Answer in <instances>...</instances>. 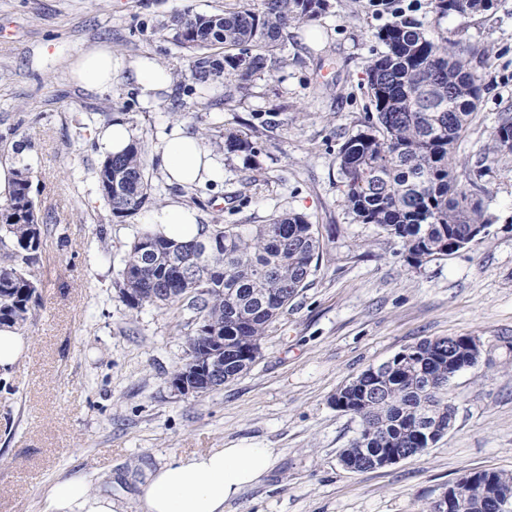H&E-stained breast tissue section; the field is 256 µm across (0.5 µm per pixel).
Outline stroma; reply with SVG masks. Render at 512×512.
Segmentation results:
<instances>
[{
	"label": "stroma",
	"mask_w": 512,
	"mask_h": 512,
	"mask_svg": "<svg viewBox=\"0 0 512 512\" xmlns=\"http://www.w3.org/2000/svg\"><path fill=\"white\" fill-rule=\"evenodd\" d=\"M234 4L0 0V162L31 168L44 223L28 269L37 284L23 329L31 347L0 378V512H43L48 489L73 477L121 512H141L148 471L214 448L277 454L270 474L224 512H426L466 474L512 473V162L482 178L487 235L412 266L398 241L348 212L338 159L370 110L366 69L383 49L374 34L400 16L478 49L469 66L481 94L458 152L459 166H471L501 113H512V0L440 18L431 0H332L321 22L288 29L283 68L209 112L193 109L194 94L175 82L145 103L127 73L103 93L71 77L72 63L100 46L186 69L163 24ZM273 112L277 127H264ZM109 115L147 148L174 124L200 136L224 126L257 143L253 158L225 155L218 188L172 186L149 165L157 205L182 203L205 224L217 212L228 224L294 212L318 228L309 286L268 327L252 367L220 390L185 394L172 384L188 359V313L133 309L121 297L123 258L147 213L111 220L97 192L92 132ZM452 336L476 337L483 355L450 383L448 433L393 466L344 468L339 453L360 426L336 409V391L408 346Z\"/></svg>",
	"instance_id": "stroma-1"
}]
</instances>
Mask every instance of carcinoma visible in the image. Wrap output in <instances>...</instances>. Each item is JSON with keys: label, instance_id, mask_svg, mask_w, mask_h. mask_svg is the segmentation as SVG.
<instances>
[{"label": "carcinoma", "instance_id": "1", "mask_svg": "<svg viewBox=\"0 0 512 512\" xmlns=\"http://www.w3.org/2000/svg\"><path fill=\"white\" fill-rule=\"evenodd\" d=\"M494 0H436L435 12L461 15L487 11ZM329 0H262L255 11L245 3L224 10L187 11L165 26L173 44L188 52L180 77L200 90L227 79L243 90L261 73L279 68L285 31L293 23L319 21ZM385 47L371 60L367 87L373 111L363 129L339 151L341 192L348 211L362 224H374L398 240L415 266L451 253L457 240L472 243L471 231L487 226L480 183L489 165L512 160V115L503 114L491 144L475 165L457 174L456 150L477 109L478 77L469 67L474 48L429 37L421 25L395 17L374 33ZM219 150L257 153L256 143L228 130L208 135ZM98 192L114 218L136 214L153 200L145 149L133 141L119 156L95 170ZM32 172L15 171L9 202L0 207V327H23L36 284L26 267L40 244L42 222L31 196ZM321 242L315 226L301 214L275 213L265 224H222L221 216L203 225V235L179 243L143 231L129 246L120 293L135 309L143 305L176 308L191 314L186 333L189 354L200 349L206 329L224 336V382L248 370L269 325L283 313L317 269ZM184 253L183 275L171 264ZM415 356L378 374L379 393L344 385L333 396L336 409L360 422L359 435L342 450L355 471L373 469L368 458L382 448H423L424 429L434 441L455 415L448 397V374L478 364L482 352L448 338L410 346ZM468 512L512 489V474L476 471L462 477Z\"/></svg>", "mask_w": 512, "mask_h": 512}]
</instances>
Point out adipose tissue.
<instances>
[{"mask_svg":"<svg viewBox=\"0 0 512 512\" xmlns=\"http://www.w3.org/2000/svg\"><path fill=\"white\" fill-rule=\"evenodd\" d=\"M126 69L132 73L138 98L145 102L155 101L171 81L169 71L154 59L144 56L129 63L107 47L82 54L71 66L74 80L94 92L110 89L114 75ZM151 158L166 180L178 186L224 181L223 159L178 125L158 136ZM146 222L180 241L200 233L197 211L177 202L152 210ZM275 461L271 448H215L176 459L148 472L141 486L142 512H224L225 503L259 483ZM45 512H116V505L110 495L91 492L85 479L70 478L50 488Z\"/></svg>","mask_w":512,"mask_h":512,"instance_id":"obj_1","label":"adipose tissue"}]
</instances>
